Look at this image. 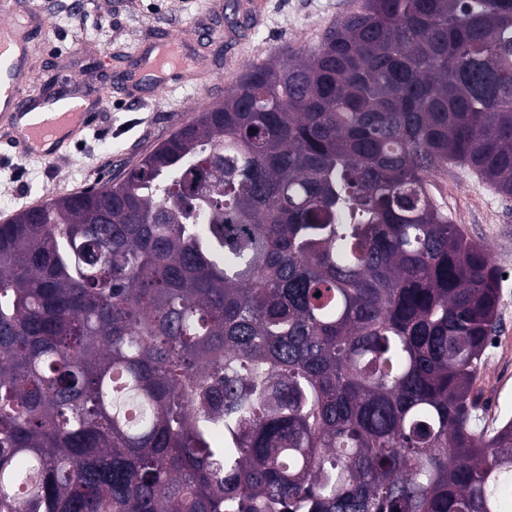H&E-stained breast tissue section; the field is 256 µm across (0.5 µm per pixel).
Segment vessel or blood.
<instances>
[{
	"instance_id": "obj_1",
	"label": "vessel or blood",
	"mask_w": 512,
	"mask_h": 512,
	"mask_svg": "<svg viewBox=\"0 0 512 512\" xmlns=\"http://www.w3.org/2000/svg\"><path fill=\"white\" fill-rule=\"evenodd\" d=\"M24 20L0 21V122L8 126L18 158L37 157L54 162L66 138L90 127L99 104L97 91L72 79H63L56 91L37 94L34 78L22 67L31 40L27 22L37 15L34 0L24 8ZM156 55L145 69L162 74V84L174 90L199 60L186 52L181 37L158 36Z\"/></svg>"
}]
</instances>
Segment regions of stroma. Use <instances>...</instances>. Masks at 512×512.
<instances>
[{
  "mask_svg": "<svg viewBox=\"0 0 512 512\" xmlns=\"http://www.w3.org/2000/svg\"><path fill=\"white\" fill-rule=\"evenodd\" d=\"M250 0H38L45 33L30 43L28 65L36 82L53 86L70 77L96 89L101 104L94 126L67 157L55 164L38 158L18 159L0 139V224L34 202L81 192L122 176L178 127L209 105L223 101L224 91L252 64L263 62L283 46H310L340 15L355 11L360 0H264L259 19L249 18ZM249 19L236 30L233 54L198 48L197 31L226 28L231 10ZM185 40L199 55L196 75L169 91L136 81L137 49L149 46L159 30ZM137 85L139 106L127 104L126 90ZM436 200L463 233L491 250L501 239L512 241V197L494 191L475 172L449 166L434 177ZM488 422L512 413V361L490 345L476 382Z\"/></svg>",
  "mask_w": 512,
  "mask_h": 512,
  "instance_id": "1",
  "label": "stroma"
}]
</instances>
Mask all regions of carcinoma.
Here are the masks:
<instances>
[{"mask_svg": "<svg viewBox=\"0 0 512 512\" xmlns=\"http://www.w3.org/2000/svg\"><path fill=\"white\" fill-rule=\"evenodd\" d=\"M450 165L512 196V0H362L0 224V512H509Z\"/></svg>", "mask_w": 512, "mask_h": 512, "instance_id": "1", "label": "carcinoma"}]
</instances>
